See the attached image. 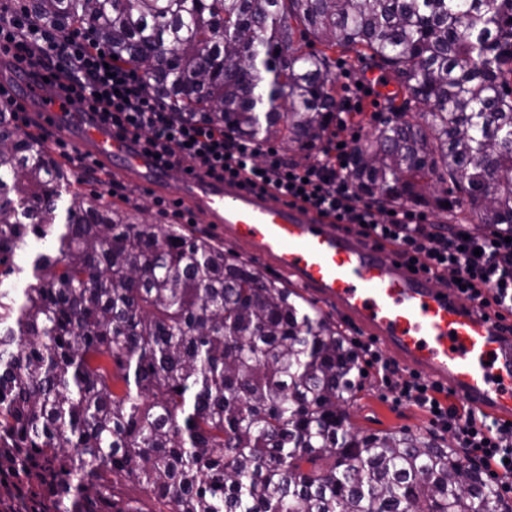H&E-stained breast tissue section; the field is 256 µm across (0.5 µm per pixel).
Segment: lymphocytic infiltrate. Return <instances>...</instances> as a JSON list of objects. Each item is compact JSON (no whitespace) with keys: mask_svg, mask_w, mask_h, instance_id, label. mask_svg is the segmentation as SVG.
<instances>
[{"mask_svg":"<svg viewBox=\"0 0 512 512\" xmlns=\"http://www.w3.org/2000/svg\"><path fill=\"white\" fill-rule=\"evenodd\" d=\"M1 51L12 54L23 72L49 76L70 100L99 110L117 130L141 138L164 167L190 160L216 174L274 185L316 210L334 214L337 223L395 245L434 276L452 271L463 284L462 296L479 308L512 311V242H506L503 232L476 234L460 224L446 233L430 223L425 212L404 205L378 214L359 196L345 164L348 150L337 141H330L312 163L298 165L275 147L226 137L222 126L174 120L167 107L146 92L144 78L117 63L111 49L91 33L33 25L19 11L0 18ZM357 346L395 402L429 411L433 426L453 431L464 460L490 465L499 491L512 492V422H490L468 406L446 403L443 388L383 363L374 342L361 339Z\"/></svg>","mask_w":512,"mask_h":512,"instance_id":"1","label":"lymphocytic infiltrate"}]
</instances>
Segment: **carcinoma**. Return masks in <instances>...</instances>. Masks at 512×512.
<instances>
[{"label":"carcinoma","mask_w":512,"mask_h":512,"mask_svg":"<svg viewBox=\"0 0 512 512\" xmlns=\"http://www.w3.org/2000/svg\"><path fill=\"white\" fill-rule=\"evenodd\" d=\"M25 16L135 67L163 55L146 89L175 118L308 156L342 103L332 53L377 67L397 89L349 152L360 196L512 230V0H28ZM80 185L0 108V512H512L436 434L350 426L361 354L316 302Z\"/></svg>","instance_id":"1"}]
</instances>
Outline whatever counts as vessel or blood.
<instances>
[{
    "label": "vessel or blood",
    "instance_id": "b4317fda",
    "mask_svg": "<svg viewBox=\"0 0 512 512\" xmlns=\"http://www.w3.org/2000/svg\"><path fill=\"white\" fill-rule=\"evenodd\" d=\"M40 121L115 178L156 190L225 239L329 301L367 336L397 351L403 367L502 421L512 420V332L494 312L467 305L412 271L399 253L337 225L273 186L213 176L192 164L178 182L141 141L115 135L99 112L71 111L64 92L39 80L19 86Z\"/></svg>",
    "mask_w": 512,
    "mask_h": 512
}]
</instances>
